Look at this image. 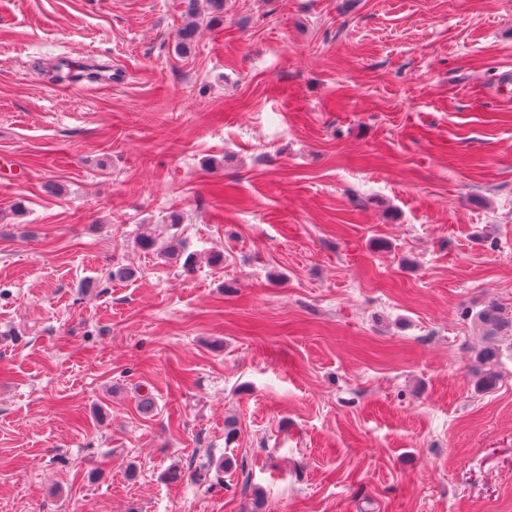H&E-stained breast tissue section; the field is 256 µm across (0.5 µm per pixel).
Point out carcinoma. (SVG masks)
I'll use <instances>...</instances> for the list:
<instances>
[{
	"label": "carcinoma",
	"instance_id": "cac0c4a2",
	"mask_svg": "<svg viewBox=\"0 0 512 512\" xmlns=\"http://www.w3.org/2000/svg\"><path fill=\"white\" fill-rule=\"evenodd\" d=\"M196 31L197 25L193 22L178 30L176 39L179 52H191ZM472 323L486 338V344L476 353V385L483 390H490L499 380L501 347L498 340L502 336H512V314L505 313L498 306L487 305L472 316Z\"/></svg>",
	"mask_w": 512,
	"mask_h": 512
}]
</instances>
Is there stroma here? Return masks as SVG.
Returning a JSON list of instances; mask_svg holds the SVG:
<instances>
[{
	"instance_id": "obj_1",
	"label": "stroma",
	"mask_w": 512,
	"mask_h": 512,
	"mask_svg": "<svg viewBox=\"0 0 512 512\" xmlns=\"http://www.w3.org/2000/svg\"><path fill=\"white\" fill-rule=\"evenodd\" d=\"M186 9L0 0V512H512V0ZM472 323L478 327L486 344L476 353V385L483 390L492 389L499 380L502 336H512V314H507L495 305L484 306L472 316Z\"/></svg>"
}]
</instances>
